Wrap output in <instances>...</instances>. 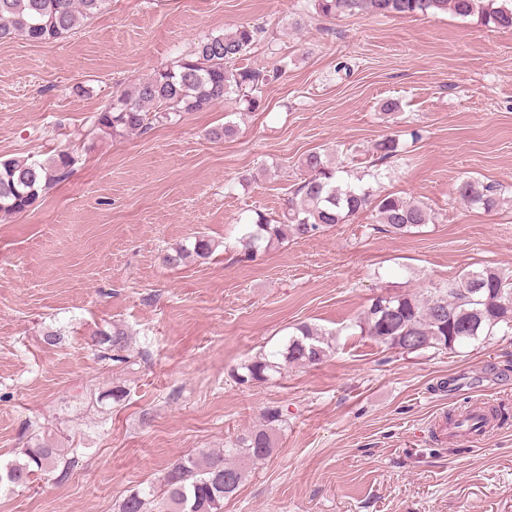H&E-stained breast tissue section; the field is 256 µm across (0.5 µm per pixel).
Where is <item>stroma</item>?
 I'll list each match as a JSON object with an SVG mask.
<instances>
[{
  "label": "stroma",
  "instance_id": "1",
  "mask_svg": "<svg viewBox=\"0 0 512 512\" xmlns=\"http://www.w3.org/2000/svg\"><path fill=\"white\" fill-rule=\"evenodd\" d=\"M248 22L264 29L251 64L282 72L258 110L217 103L86 139L113 91ZM226 122L236 135L210 141ZM390 134L397 156L375 162ZM74 144L71 176L0 221V462L19 456L34 418L73 419L83 453L65 481L0 493V512H116L129 489L259 426L271 405L288 424L224 512H512V423L481 448L434 432L466 401L512 407V336L403 355L352 326L385 291L424 294L467 267L512 273V30L449 12L324 19L310 0H112L60 42L0 41V158ZM312 151L425 202L436 223L397 236L362 213L238 261L241 226L282 213ZM469 178L499 186L504 204L469 207ZM200 233L220 243L209 260L163 263ZM116 321L137 353L113 366L92 338ZM301 323L336 332L334 354L259 386L231 381ZM49 327L60 344L44 343ZM451 376L464 386L445 389ZM115 382L130 394L99 418L86 395Z\"/></svg>",
  "mask_w": 512,
  "mask_h": 512
}]
</instances>
